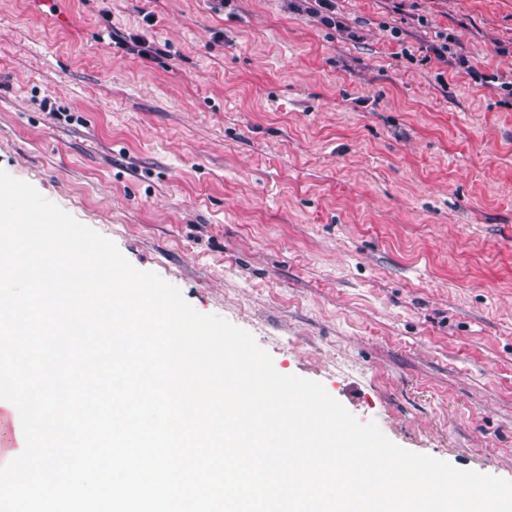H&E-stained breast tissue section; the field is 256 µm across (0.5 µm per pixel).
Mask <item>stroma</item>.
Returning a JSON list of instances; mask_svg holds the SVG:
<instances>
[{
	"label": "stroma",
	"instance_id": "1",
	"mask_svg": "<svg viewBox=\"0 0 512 512\" xmlns=\"http://www.w3.org/2000/svg\"><path fill=\"white\" fill-rule=\"evenodd\" d=\"M0 0V169L275 369L512 480V0ZM448 36L449 62L430 50Z\"/></svg>",
	"mask_w": 512,
	"mask_h": 512
}]
</instances>
